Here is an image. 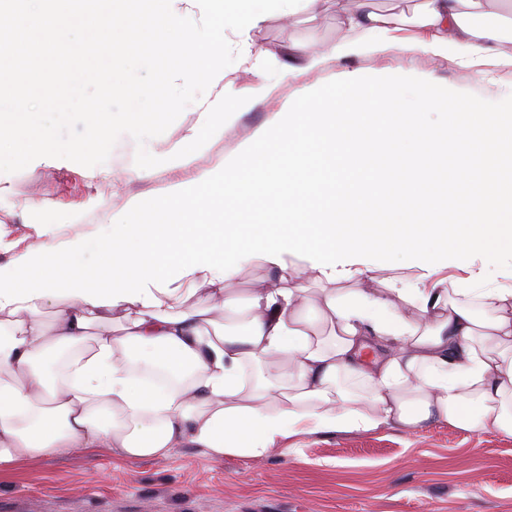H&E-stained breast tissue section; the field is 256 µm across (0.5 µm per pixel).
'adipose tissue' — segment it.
<instances>
[{
  "instance_id": "1",
  "label": "adipose tissue",
  "mask_w": 512,
  "mask_h": 512,
  "mask_svg": "<svg viewBox=\"0 0 512 512\" xmlns=\"http://www.w3.org/2000/svg\"><path fill=\"white\" fill-rule=\"evenodd\" d=\"M490 2L421 0L416 48L465 67L495 56ZM343 24L347 36L302 55L300 71L381 50L405 30L371 0ZM394 86L397 98L378 106L385 127L367 123L371 85L350 72L310 92V117L281 113L231 163L175 183L168 200L0 265V467L105 446L132 458L187 443L259 457L300 434L428 421L512 437V142L474 139L447 112L428 122L436 90L413 94L401 76ZM336 156L346 168L331 181L326 161ZM452 184L469 190L476 228L448 258L478 244L482 269L435 278L423 261L430 231L402 255L421 264L416 281L379 287L381 262L338 234L337 215L386 206L405 216L446 199ZM248 261L274 276L254 289L244 335L230 336L217 315L237 307L227 283ZM312 275L327 284L315 300L303 286ZM188 278L204 297L182 308ZM341 281L347 291L336 290ZM368 349L378 353L369 368ZM135 357L152 378L131 377ZM247 360L267 368L249 396Z\"/></svg>"
}]
</instances>
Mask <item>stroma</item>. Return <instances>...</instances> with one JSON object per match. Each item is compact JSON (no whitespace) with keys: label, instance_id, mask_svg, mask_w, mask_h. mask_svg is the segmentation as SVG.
Listing matches in <instances>:
<instances>
[{"label":"stroma","instance_id":"1","mask_svg":"<svg viewBox=\"0 0 512 512\" xmlns=\"http://www.w3.org/2000/svg\"><path fill=\"white\" fill-rule=\"evenodd\" d=\"M355 0H328L316 16L270 17L252 35L254 49L288 56L294 43L315 53L342 38ZM501 59L477 68L437 59L394 42L382 52L329 62L301 76L268 74L269 95L242 111L222 139L194 152L185 168L129 178L137 145L122 137L110 179L78 166H29L0 176V264L57 238L93 233L105 213L140 199L164 200L174 182L230 161L231 150L278 113L307 110L306 90L343 73H409L441 91L480 99L512 89V40ZM37 209H28V202ZM0 512H512V438L444 422L374 431L325 432L287 440L261 458H217L203 448H176L163 458L129 459L114 448L28 459L0 469Z\"/></svg>","mask_w":512,"mask_h":512}]
</instances>
